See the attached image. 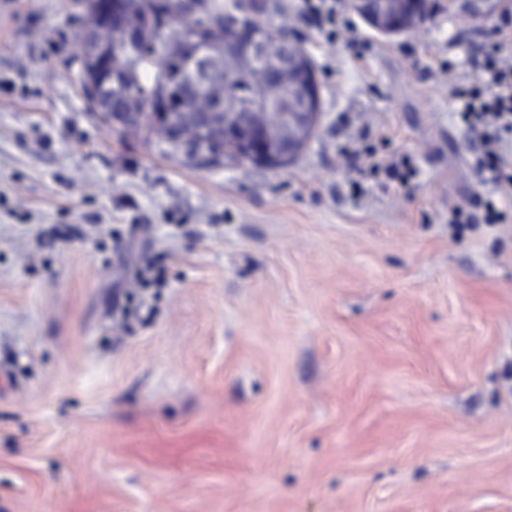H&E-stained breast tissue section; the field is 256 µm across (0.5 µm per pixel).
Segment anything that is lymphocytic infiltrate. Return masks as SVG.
Here are the masks:
<instances>
[{
    "mask_svg": "<svg viewBox=\"0 0 512 512\" xmlns=\"http://www.w3.org/2000/svg\"><path fill=\"white\" fill-rule=\"evenodd\" d=\"M511 42L512 0H504L498 27L482 36L467 60L471 76L450 79L457 121L479 143L472 166L482 183L498 188L512 187V156L503 150L512 138V55L505 52ZM344 153L362 156L363 174L382 185L404 187L409 182V163L395 153L371 145L348 147Z\"/></svg>",
    "mask_w": 512,
    "mask_h": 512,
    "instance_id": "lymphocytic-infiltrate-1",
    "label": "lymphocytic infiltrate"
}]
</instances>
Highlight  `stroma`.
Returning <instances> with one entry per match:
<instances>
[{"label": "stroma", "instance_id": "35a3bbf8", "mask_svg": "<svg viewBox=\"0 0 512 512\" xmlns=\"http://www.w3.org/2000/svg\"><path fill=\"white\" fill-rule=\"evenodd\" d=\"M80 0L0 16V512H512V224L481 214L443 60L499 0L328 43L283 169L91 114ZM389 139L409 188L360 177Z\"/></svg>", "mask_w": 512, "mask_h": 512}]
</instances>
